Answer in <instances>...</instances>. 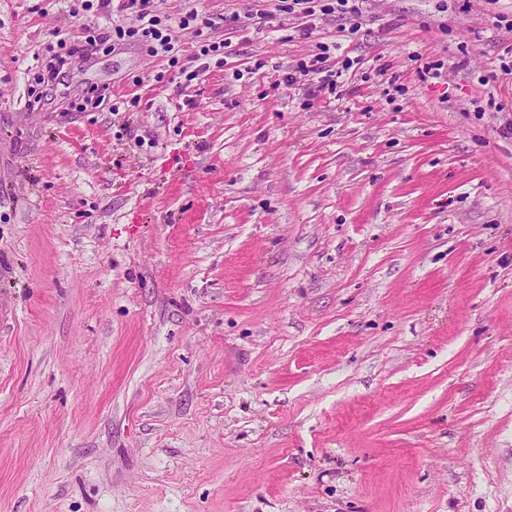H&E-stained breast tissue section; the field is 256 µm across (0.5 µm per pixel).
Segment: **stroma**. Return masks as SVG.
<instances>
[{
	"label": "stroma",
	"instance_id": "35a3bbf8",
	"mask_svg": "<svg viewBox=\"0 0 512 512\" xmlns=\"http://www.w3.org/2000/svg\"><path fill=\"white\" fill-rule=\"evenodd\" d=\"M194 5L186 89L133 44L50 88L79 21L0 0V512H512V0H368L318 96L336 17ZM341 46V43L337 41L330 43L317 42L315 45L316 52L311 55V59H308V61L300 59L289 66L288 73L283 76V82L288 85L302 82V85H305L306 83L313 84V80L317 79L314 93L325 90L335 93V77H341L343 72H349L354 65H358L357 59H352L348 54H337ZM323 73L325 74L318 77Z\"/></svg>",
	"mask_w": 512,
	"mask_h": 512
}]
</instances>
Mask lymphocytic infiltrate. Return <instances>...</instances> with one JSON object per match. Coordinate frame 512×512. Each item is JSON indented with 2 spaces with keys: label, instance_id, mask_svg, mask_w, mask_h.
Segmentation results:
<instances>
[{
  "label": "lymphocytic infiltrate",
  "instance_id": "lymphocytic-infiltrate-1",
  "mask_svg": "<svg viewBox=\"0 0 512 512\" xmlns=\"http://www.w3.org/2000/svg\"><path fill=\"white\" fill-rule=\"evenodd\" d=\"M157 0H81L84 11L82 26L86 32L83 45L71 46V53L89 56L99 50H116L134 43L152 57L167 59L176 68L185 83L199 78L211 66H223L222 59L227 42L213 41L209 35L213 27L210 17L192 8L172 19L161 16ZM366 0H280L281 12L301 18L302 34H309L317 15H337L343 24L339 27V40L317 42L316 52L310 59L298 60L289 66L283 77L286 84L315 83L317 91H335L336 80L350 71L355 61L342 53V41H349L359 32ZM192 30L197 49L194 54L198 65L194 69L180 66L176 42L180 31Z\"/></svg>",
  "mask_w": 512,
  "mask_h": 512
}]
</instances>
